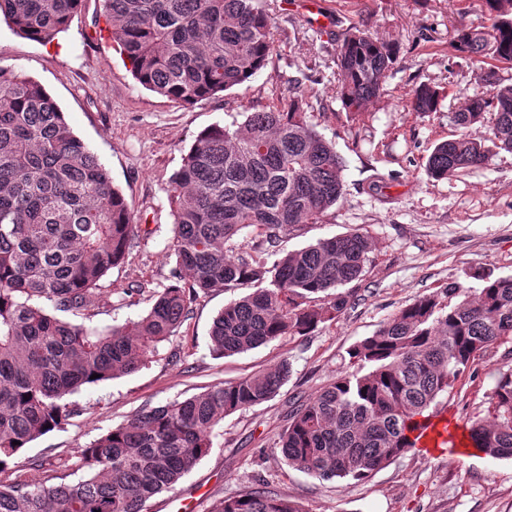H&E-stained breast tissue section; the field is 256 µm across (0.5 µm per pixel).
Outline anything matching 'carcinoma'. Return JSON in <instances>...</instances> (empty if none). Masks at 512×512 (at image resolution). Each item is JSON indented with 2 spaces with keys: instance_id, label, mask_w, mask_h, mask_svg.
<instances>
[{
  "instance_id": "carcinoma-1",
  "label": "carcinoma",
  "mask_w": 512,
  "mask_h": 512,
  "mask_svg": "<svg viewBox=\"0 0 512 512\" xmlns=\"http://www.w3.org/2000/svg\"><path fill=\"white\" fill-rule=\"evenodd\" d=\"M84 0H0L12 30L50 43ZM102 15L134 78L161 96L195 104L237 86L272 53L262 0H100ZM489 25L462 28L457 51L479 65L481 89L451 119L460 133L428 156L425 171L448 179L485 164L494 146L512 153V84L486 57L512 65V0H484ZM396 63L392 43L354 25L337 54L341 99L358 112L377 98ZM445 94L411 91L416 112H436ZM300 95L250 112L239 125L202 131L173 174L175 282L148 313L121 328L90 332L58 316H94L99 282L123 261L135 225L109 170L74 133L35 79L0 67V467L66 417L63 398L137 371L173 335L198 292L252 286L224 306L210 329L213 353L231 356L334 322L348 306L335 289L360 279L367 236L321 239L272 262L226 245L243 232L276 254L280 234L317 224L344 194V161L308 120ZM512 343V276L424 295L350 351L357 370L299 405L282 433L288 465L329 481L364 480L414 447L411 434L477 358ZM291 365L219 383L183 401L147 408L80 450L90 475L52 486L0 490V512H147L213 448L224 418L272 399ZM97 378H92V375ZM492 419L468 441L512 458V370L500 373ZM219 512H306L262 489L225 499Z\"/></svg>"
}]
</instances>
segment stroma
Returning a JSON list of instances; mask_svg holds the SVG:
<instances>
[{"label": "stroma", "mask_w": 512, "mask_h": 512, "mask_svg": "<svg viewBox=\"0 0 512 512\" xmlns=\"http://www.w3.org/2000/svg\"><path fill=\"white\" fill-rule=\"evenodd\" d=\"M274 50L246 82L192 105L158 95L132 76L110 34L98 25L100 4L86 0L66 31L43 44L0 19V67L40 82L66 121L109 170L137 231L123 263L101 280L92 318L67 320L103 329L139 319L153 295L173 281L171 177L207 127L302 94L317 130L345 162L344 195L322 223L283 233L280 251L358 231L371 252L360 280L343 286L349 305L333 323L305 336L220 358L209 330L241 289L198 293L177 332L136 372L87 385L66 396L71 413L0 471V488L47 486L86 478L79 450L145 407L182 400L220 383L275 366L291 374L271 400L225 417L210 453L149 512H218L225 498L261 488L306 512H512V460L460 445L410 449L371 477L323 481L289 466L276 447L290 414L351 372L349 352L418 297L461 282L479 290L485 277L512 275V153L490 148L481 167L435 180L425 172L434 146L455 138L451 112L477 87L476 71L453 43L458 28L485 25L483 0H325L332 24L320 27L294 0H264ZM395 42L397 62L383 94L347 111L336 88V55L353 24ZM421 84L443 89L440 110L410 104ZM512 368V346L489 349L472 372L440 397L436 412L465 433L488 417L500 372Z\"/></svg>", "instance_id": "stroma-1"}]
</instances>
